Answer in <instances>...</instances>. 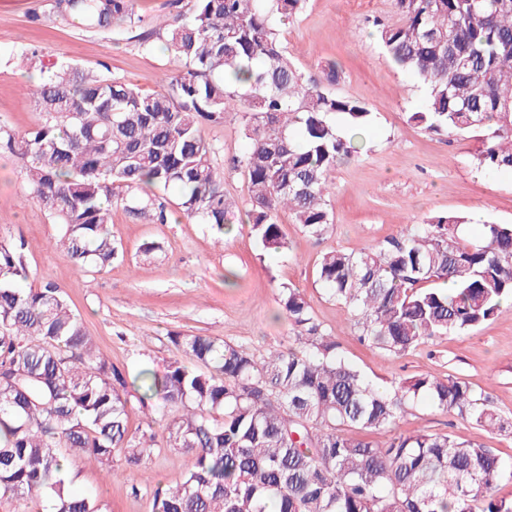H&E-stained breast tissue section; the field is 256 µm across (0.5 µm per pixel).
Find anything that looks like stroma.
Wrapping results in <instances>:
<instances>
[{"label": "stroma", "instance_id": "35a3bbf8", "mask_svg": "<svg viewBox=\"0 0 512 512\" xmlns=\"http://www.w3.org/2000/svg\"><path fill=\"white\" fill-rule=\"evenodd\" d=\"M51 2L0 0V125L18 134L37 124L32 92L44 71L62 60L104 70L146 92L160 90L163 75L174 65L162 47L144 49L137 36L156 18H175L192 5V0H138L140 23L93 31L77 23L55 24L49 17ZM374 18L398 21L394 0H306L280 32L307 78L323 82L324 66L336 61L340 78L333 92L365 102L371 111L362 154L330 174L333 229L325 239L309 237L283 210L277 220L288 249L264 250L239 219L249 203L248 183L228 169L224 192L235 206L232 233H216L177 214L168 223L153 224L117 207L109 230L120 257L101 272H80L56 245L59 225L26 200L22 160L0 148V241L24 240L26 287L56 282L94 337L99 356L133 374L144 368L163 371L175 354L174 333L240 344L259 357L287 347L291 327L278 294L289 285L303 292L317 321L334 332L342 355L368 378L453 375L488 396L492 407L512 421V306H503L465 335L443 336L394 357L359 341L343 305L317 279L323 252L378 247L429 215L512 224V172L477 170L476 139L429 134L410 122L425 88L413 74L396 68L370 37ZM25 49L37 50V57L25 66L15 64L13 55ZM202 132L220 147V160L245 148L237 113L203 124ZM147 243L155 249L146 255ZM399 429L449 432L512 459V431L476 426L426 402L411 407ZM67 461L74 492L92 495L102 512H150L147 481L174 484L194 466L192 455L163 450L112 478L88 456L71 455Z\"/></svg>", "mask_w": 512, "mask_h": 512}]
</instances>
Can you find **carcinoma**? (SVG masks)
Returning <instances> with one entry per match:
<instances>
[{"mask_svg":"<svg viewBox=\"0 0 512 512\" xmlns=\"http://www.w3.org/2000/svg\"><path fill=\"white\" fill-rule=\"evenodd\" d=\"M136 0H54L55 20L87 29L134 25ZM306 0H194L190 16L155 36L177 68L145 92L67 61L35 87L40 122L0 143L24 162L26 198L62 225L57 246L82 272L118 256L112 208L154 224L176 210L224 232L232 204L218 148L203 122L241 114L247 178L245 223L267 251L288 243L277 213L289 210L320 240L333 227L331 171L361 154L371 111L307 79L286 55L277 24ZM399 20L375 21L387 57L426 87L409 121L427 133L478 134V168L512 171V0H394ZM173 190L175 201L146 193ZM466 217H426L377 249L322 254L317 275L344 305L358 339L399 357L440 336L493 319L512 300V224L462 235ZM24 242H0V499L21 512H100L71 490L63 466L85 454L109 473L167 449L196 462L183 481L152 491V512H512L497 495L512 461L450 433H399L379 444L418 401L490 430L512 427L454 376L421 374L380 390L338 351L303 293L279 297L289 346L257 357L210 336L175 334L161 374L130 376L94 354V341L63 290L28 278ZM448 282L454 291L440 284ZM143 390L146 427L127 428V388Z\"/></svg>","mask_w":512,"mask_h":512,"instance_id":"1","label":"carcinoma"}]
</instances>
